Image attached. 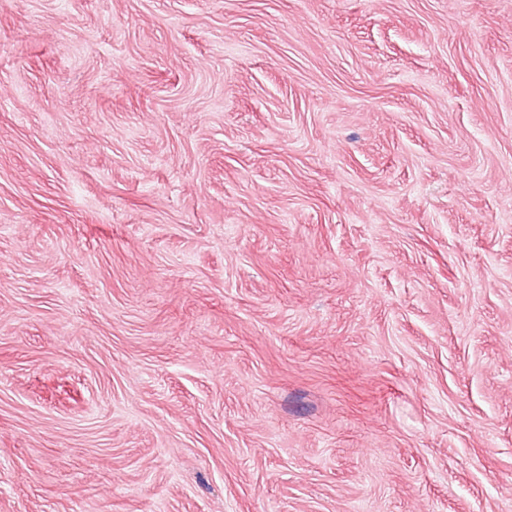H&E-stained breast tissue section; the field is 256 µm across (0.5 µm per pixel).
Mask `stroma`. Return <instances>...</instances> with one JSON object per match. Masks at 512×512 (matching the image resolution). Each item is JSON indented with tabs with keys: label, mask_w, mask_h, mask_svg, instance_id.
Wrapping results in <instances>:
<instances>
[{
	"label": "stroma",
	"mask_w": 512,
	"mask_h": 512,
	"mask_svg": "<svg viewBox=\"0 0 512 512\" xmlns=\"http://www.w3.org/2000/svg\"><path fill=\"white\" fill-rule=\"evenodd\" d=\"M0 512H512V0H0Z\"/></svg>",
	"instance_id": "1"
}]
</instances>
